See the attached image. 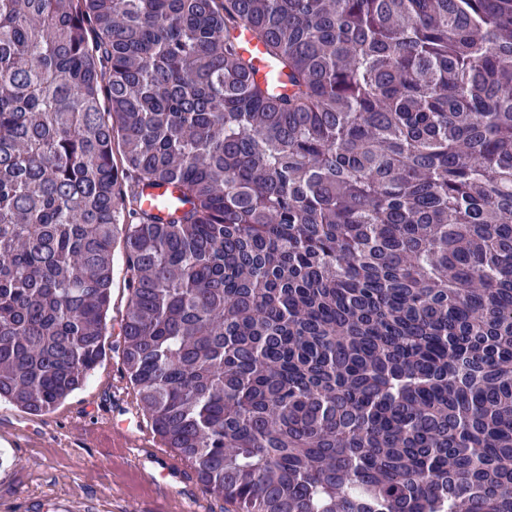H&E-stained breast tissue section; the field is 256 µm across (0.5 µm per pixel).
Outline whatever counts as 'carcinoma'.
I'll use <instances>...</instances> for the list:
<instances>
[{
    "mask_svg": "<svg viewBox=\"0 0 512 512\" xmlns=\"http://www.w3.org/2000/svg\"><path fill=\"white\" fill-rule=\"evenodd\" d=\"M118 247L224 512H512V0H0V402L103 361ZM240 37L245 55L252 58L256 68L255 78L262 80L270 69L267 61L264 59L262 46L252 40L247 31L240 32Z\"/></svg>",
    "mask_w": 512,
    "mask_h": 512,
    "instance_id": "cac0c4a2",
    "label": "carcinoma"
}]
</instances>
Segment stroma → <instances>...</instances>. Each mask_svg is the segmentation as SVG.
<instances>
[{
	"label": "stroma",
	"instance_id": "stroma-1",
	"mask_svg": "<svg viewBox=\"0 0 512 512\" xmlns=\"http://www.w3.org/2000/svg\"><path fill=\"white\" fill-rule=\"evenodd\" d=\"M125 390L117 351L56 409L29 413L0 404V512H224L192 468L146 436L124 445L145 424Z\"/></svg>",
	"mask_w": 512,
	"mask_h": 512
}]
</instances>
